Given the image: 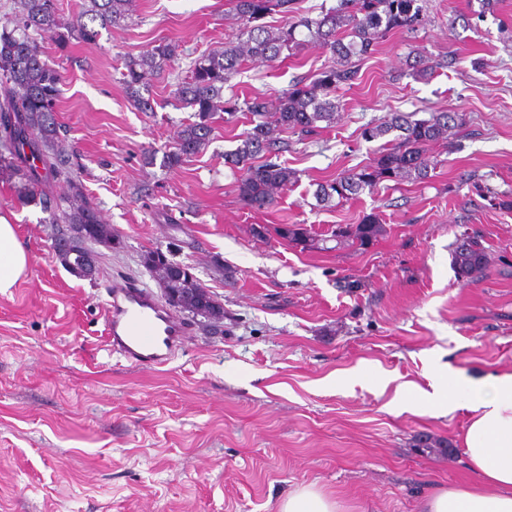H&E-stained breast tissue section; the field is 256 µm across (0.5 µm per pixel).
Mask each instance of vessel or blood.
I'll return each mask as SVG.
<instances>
[{
  "label": "vessel or blood",
  "mask_w": 512,
  "mask_h": 512,
  "mask_svg": "<svg viewBox=\"0 0 512 512\" xmlns=\"http://www.w3.org/2000/svg\"><path fill=\"white\" fill-rule=\"evenodd\" d=\"M107 339L113 352L136 365H167L190 329L146 289L113 280L107 307Z\"/></svg>",
  "instance_id": "1"
}]
</instances>
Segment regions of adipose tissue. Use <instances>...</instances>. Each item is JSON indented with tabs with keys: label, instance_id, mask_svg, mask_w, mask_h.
Returning a JSON list of instances; mask_svg holds the SVG:
<instances>
[{
	"label": "adipose tissue",
	"instance_id": "ef3b65f1",
	"mask_svg": "<svg viewBox=\"0 0 512 512\" xmlns=\"http://www.w3.org/2000/svg\"><path fill=\"white\" fill-rule=\"evenodd\" d=\"M27 262L15 225L0 216V293L15 286ZM443 388L444 397L432 405L441 411L457 401L466 405L469 423L460 444L478 481L436 492L424 512H512V372L473 379L452 370Z\"/></svg>",
	"mask_w": 512,
	"mask_h": 512
}]
</instances>
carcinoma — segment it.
I'll return each instance as SVG.
<instances>
[{
	"label": "carcinoma",
	"instance_id": "carcinoma-1",
	"mask_svg": "<svg viewBox=\"0 0 512 512\" xmlns=\"http://www.w3.org/2000/svg\"><path fill=\"white\" fill-rule=\"evenodd\" d=\"M132 0H90L89 8L64 28L56 0H22V14L15 28L0 31V170L7 179L18 178V197L24 204L37 202L50 213L53 223L69 225L54 238L59 262L74 276L92 279L97 275L96 255L87 243L112 245V226L102 221L79 180L67 171L68 152L59 136L56 118L59 72L45 59L39 38L53 37L93 42L99 29L117 25L130 11ZM233 10L246 24V38L224 45V50L193 61L190 75L178 83L175 95L181 105L193 112V121L177 133L174 150L164 163L176 167L199 153L210 140L215 116L233 119L240 111L250 114V128L236 149L224 153V165L241 171L236 190L254 208L274 203V192L296 181V173L278 161L286 149L281 134L299 138L311 136L336 123L338 104L330 98L337 89L351 86L358 79L355 60L374 53L380 39L390 32H412L424 18L423 0H338L335 7L316 18L299 13L296 0H233ZM287 19L284 25L264 22L272 15ZM66 32H61V29ZM319 42L332 55L330 65L310 82L299 81L274 98L255 96L245 108L224 99V87L246 62H274L283 54L294 55L303 43L300 35ZM176 47L162 41L146 53L125 61L122 84L137 107L152 111L150 99L140 93L147 87V76L169 65ZM408 67L417 75L430 78L436 65L429 58L414 56ZM461 115L432 112L427 119H414L403 112H392L382 122L368 123L361 132L371 142L391 136L369 165L344 172L333 180L317 184L314 198L320 207L347 201L383 180L405 179L423 182L438 165L428 154L433 143L448 142L459 133ZM66 184L69 209L58 211L56 200L42 186L54 179ZM378 215L371 213L359 224L338 226L330 238H316L302 224L278 226L282 239L305 248L362 250L382 235ZM334 241L330 247L327 242ZM457 280L465 285L482 279L490 261L475 237H466L451 252ZM143 265L153 274L165 302L193 318L204 319L213 332H224V304L200 282L192 267L170 260L155 249L142 256Z\"/></svg>",
	"mask_w": 512,
	"mask_h": 512
}]
</instances>
